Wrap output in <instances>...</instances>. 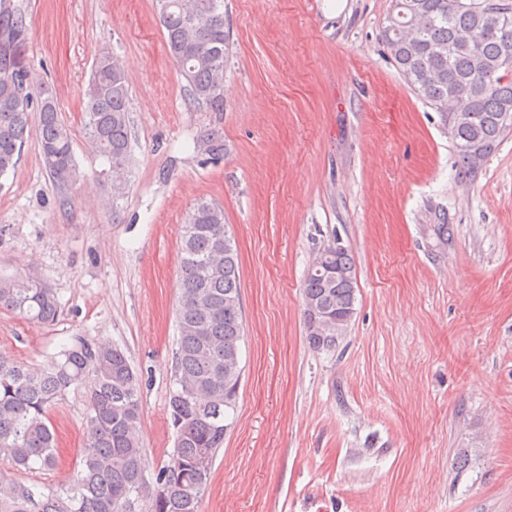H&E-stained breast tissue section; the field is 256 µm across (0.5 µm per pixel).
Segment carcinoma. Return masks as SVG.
I'll return each mask as SVG.
<instances>
[{"label":"carcinoma","mask_w":512,"mask_h":512,"mask_svg":"<svg viewBox=\"0 0 512 512\" xmlns=\"http://www.w3.org/2000/svg\"><path fill=\"white\" fill-rule=\"evenodd\" d=\"M171 56L189 103L224 111V72L231 55L224 0H156ZM481 0H394L382 40L398 72L438 112L469 178L508 132L512 113V21L483 19ZM21 12L0 11V178L16 169L29 138L37 140L50 175L65 184L77 175L72 136L51 89L37 83L25 55ZM84 129L104 159L112 195L122 194L131 156L129 89L117 61L101 55L86 90ZM213 163L224 157V135L201 140ZM224 208L198 201L180 238L176 309L175 389L168 415L175 433L169 463L145 479L140 439L141 388L125 352L105 343L66 346L50 368L0 354V456L20 471L57 464L47 411L70 389L88 390L89 443L69 485L37 491L0 481V512H121L131 498L145 512H199L217 452L224 445L243 375L245 333L237 248L224 249ZM355 265L346 250L321 257L303 288L307 340L316 350L347 333L357 301ZM0 307L44 325L60 310L48 286L0 277Z\"/></svg>","instance_id":"cac0c4a2"}]
</instances>
